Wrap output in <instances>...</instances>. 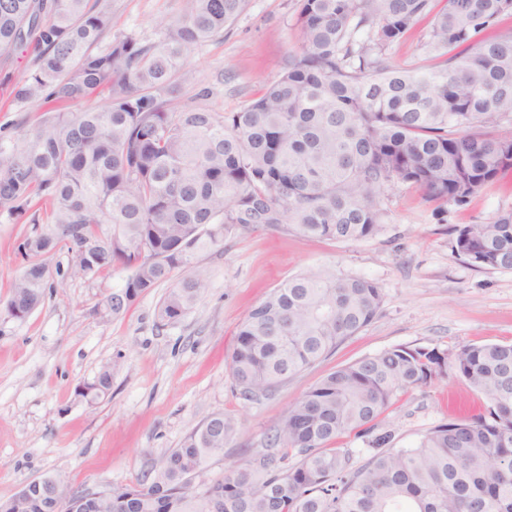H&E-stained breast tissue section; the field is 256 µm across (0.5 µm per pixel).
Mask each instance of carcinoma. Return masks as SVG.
I'll list each match as a JSON object with an SVG mask.
<instances>
[{
  "label": "carcinoma",
  "mask_w": 512,
  "mask_h": 512,
  "mask_svg": "<svg viewBox=\"0 0 512 512\" xmlns=\"http://www.w3.org/2000/svg\"><path fill=\"white\" fill-rule=\"evenodd\" d=\"M247 0H183L155 41L134 35L97 50L112 26L93 0H0V56L36 41V68L18 99L41 112L30 129L0 137V215L42 203L54 229L19 245L28 263L0 314L23 320L42 303V257L67 246L96 275L131 270L103 302L118 318L174 271L161 301L172 325L197 305L207 279L194 252L258 227L304 238L363 240L382 229L378 199L391 182L464 205L512 171V0H295L299 50L278 79L222 119L171 112L188 81L186 51L216 36ZM430 21L425 69L392 64L389 49ZM107 92L102 110L65 112ZM454 251L473 266L512 270V209L455 229ZM378 285L308 268L252 306L229 368L241 396L259 401L367 326ZM454 371L486 404L427 432L412 448L378 449L355 466L337 439L365 436L397 397ZM112 387L106 364L77 395ZM235 432L222 414L198 423L137 484L103 490L92 512H512V344L450 356L393 347L342 366L288 406L267 448L215 482L196 481ZM294 457L288 463V457ZM0 512H74L85 488L46 474Z\"/></svg>",
  "instance_id": "cac0c4a2"
}]
</instances>
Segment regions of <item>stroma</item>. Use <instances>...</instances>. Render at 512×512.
<instances>
[{
  "label": "stroma",
  "instance_id": "obj_1",
  "mask_svg": "<svg viewBox=\"0 0 512 512\" xmlns=\"http://www.w3.org/2000/svg\"><path fill=\"white\" fill-rule=\"evenodd\" d=\"M100 3L112 13L115 38H157L182 9V0ZM300 43L294 0H248L223 33L188 50L193 77L179 86L171 111L198 105L220 116L239 111L279 77ZM35 60L31 47L0 57L1 135L36 121L35 111L14 98ZM379 206L383 228L370 239H306L282 227L260 228L197 252L193 264L204 270L207 288L188 315L168 326L156 317L165 287L112 319L100 310L124 286L127 268L88 276L66 247L46 255L44 302L25 319L0 317V500L46 474L91 490L141 481L153 460L216 413L237 428L204 472L205 479H220L263 450L289 404L339 367L395 346L452 354L512 342V270L471 266L453 250L455 227L512 208V173L462 207L400 183L385 186ZM49 229L0 215V302L25 264L23 238ZM321 265L375 282L383 297L377 316L275 395L245 400L229 370L240 323L285 279ZM107 363L110 393L91 404L77 397L76 386ZM479 407L466 382L452 374L401 394L375 431L388 434L390 447L410 448L430 429Z\"/></svg>",
  "mask_w": 512,
  "mask_h": 512
}]
</instances>
